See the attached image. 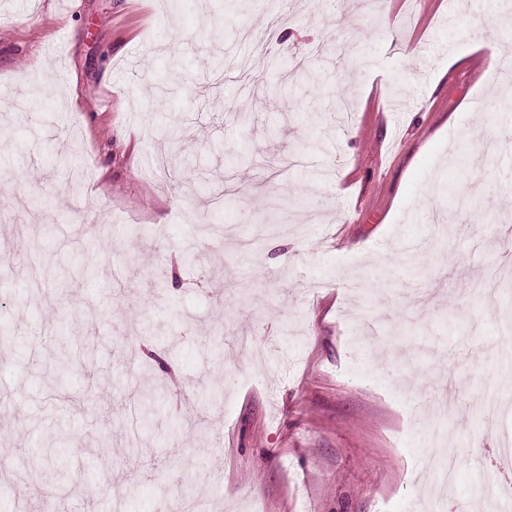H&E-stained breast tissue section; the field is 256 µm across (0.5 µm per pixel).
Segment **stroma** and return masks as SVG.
Segmentation results:
<instances>
[{"instance_id":"stroma-1","label":"stroma","mask_w":512,"mask_h":512,"mask_svg":"<svg viewBox=\"0 0 512 512\" xmlns=\"http://www.w3.org/2000/svg\"><path fill=\"white\" fill-rule=\"evenodd\" d=\"M511 38L496 0H288L278 21L265 0H0V199L25 201L0 216L20 344L0 351V505L105 512L133 483L125 512H425L452 451L458 507L484 512L471 451L512 442V406L482 424L485 394L512 397V289L467 286L512 265V57L483 82L480 44ZM174 387L222 399L174 432ZM138 388L163 399L131 458ZM35 465L40 489L13 483Z\"/></svg>"}]
</instances>
